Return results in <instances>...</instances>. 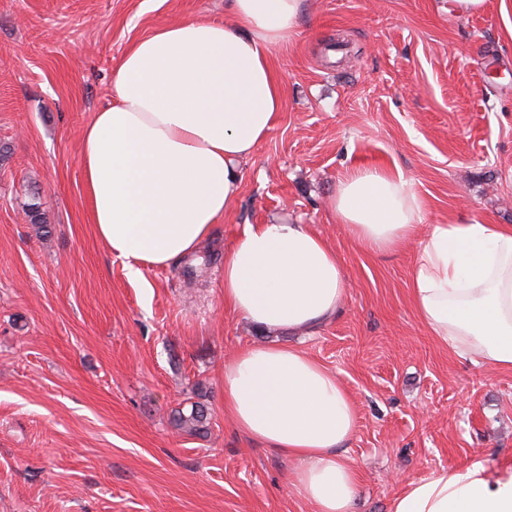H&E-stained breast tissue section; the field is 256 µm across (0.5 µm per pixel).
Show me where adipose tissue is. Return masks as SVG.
<instances>
[{"mask_svg": "<svg viewBox=\"0 0 512 512\" xmlns=\"http://www.w3.org/2000/svg\"><path fill=\"white\" fill-rule=\"evenodd\" d=\"M304 0H230L222 22L156 29L123 53L112 103L82 136L86 214L129 279L196 253L231 211L247 161L284 105L272 59L294 38ZM331 213L363 250H412L409 298L440 344L482 369H512V226L475 218L426 224L402 172L356 166ZM330 242L286 220L245 225L224 250V305L266 333L309 334L347 290ZM224 413L299 463L291 493L309 512H354L360 474L346 454L354 396L295 345H253L224 364ZM388 512H512V468L477 459L405 481Z\"/></svg>", "mask_w": 512, "mask_h": 512, "instance_id": "adipose-tissue-1", "label": "adipose tissue"}]
</instances>
